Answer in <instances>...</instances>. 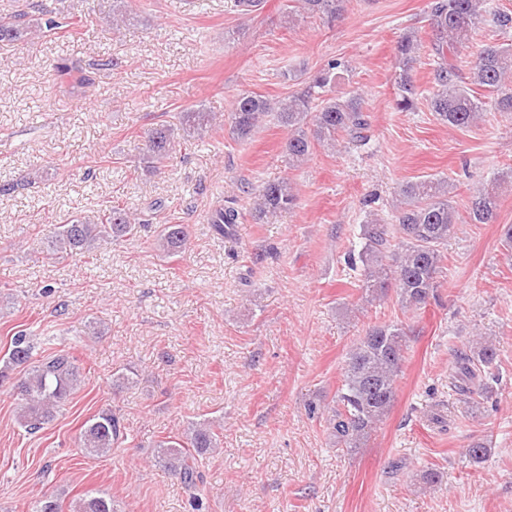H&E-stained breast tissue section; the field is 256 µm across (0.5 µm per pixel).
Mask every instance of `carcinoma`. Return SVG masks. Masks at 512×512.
Listing matches in <instances>:
<instances>
[{"instance_id": "obj_1", "label": "carcinoma", "mask_w": 512, "mask_h": 512, "mask_svg": "<svg viewBox=\"0 0 512 512\" xmlns=\"http://www.w3.org/2000/svg\"><path fill=\"white\" fill-rule=\"evenodd\" d=\"M301 9L312 15L334 19L344 11L348 0H299ZM480 0H428L425 13L430 21L427 33L433 57V90L425 95L410 74L424 48L417 32L398 38L396 56L399 67L397 108L410 112L419 99L429 111L450 126L463 128L485 111L486 102L473 86L490 94L496 109L512 112V43L486 44L477 50L469 80H464L456 64L457 45L465 44L471 32L482 22ZM40 24L33 22L25 9L0 14V43L19 45L28 42ZM341 63L333 60L309 82L302 92L275 103L253 92L234 95L227 115L230 133L239 140L249 139L260 123L271 118L288 130L284 154L288 167L304 162L314 143L336 146V136L344 133L357 145L367 141L365 119L357 97H327L336 83ZM215 116L199 109H187L177 115V122L153 131L148 137L139 167L147 174L161 169L171 157L177 139L188 140L210 128ZM448 179L427 176L408 181L399 189L402 207L395 223L383 224L372 217L360 225L361 249L359 288L367 298L385 294L389 285L396 287L401 305L421 310L437 288L443 265V247L455 233L458 213L449 196ZM297 196L291 182L283 178L267 182L255 192L254 217L265 221L291 209ZM498 196L494 188H483L471 196L468 215L473 224H492L497 218ZM152 220V213L138 215L112 206L91 218L80 214L57 224L48 236L45 259L63 261L73 254L102 248L116 241L137 237ZM238 212L220 208L209 216L216 231L237 223ZM399 237L397 248L391 241ZM188 231L184 224H162L156 238L157 249L170 256L185 250ZM407 332L399 324H381L367 328L347 352L341 388L329 418L331 435L340 447L350 451L361 447L388 414L396 394V380L407 350ZM496 348L490 343L473 346L460 354L456 377L464 384L468 397H484L490 382L496 380ZM83 368L73 353L60 350L53 354L37 352L34 339L19 330L0 356V385L11 382L17 404V421L28 434L45 429L57 414L70 404L81 387ZM127 434L120 417L111 409H102L80 428V447L89 456L103 457L120 447ZM220 432L213 423H191L176 440L157 444V463L177 477L197 501L196 489L202 480L200 457L219 447ZM490 445L484 439L471 442L464 455L474 465L486 461ZM31 512H64L59 497L46 491L34 501ZM69 512H118L112 497L89 493L72 501Z\"/></svg>"}]
</instances>
